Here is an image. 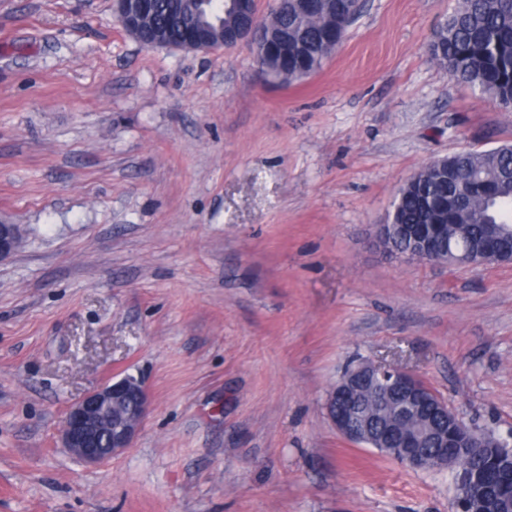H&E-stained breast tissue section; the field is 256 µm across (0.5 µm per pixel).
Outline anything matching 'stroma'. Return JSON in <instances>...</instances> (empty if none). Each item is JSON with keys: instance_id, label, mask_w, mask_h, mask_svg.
<instances>
[{"instance_id": "obj_1", "label": "stroma", "mask_w": 512, "mask_h": 512, "mask_svg": "<svg viewBox=\"0 0 512 512\" xmlns=\"http://www.w3.org/2000/svg\"><path fill=\"white\" fill-rule=\"evenodd\" d=\"M285 85L254 46L146 47L113 0H0V512H453V470L345 440L326 392L388 359L512 432V264L375 242L429 162L512 143V112L438 69L457 0H363ZM150 405L131 448H62L112 376ZM20 227L17 224H0V262L11 258L20 243Z\"/></svg>"}]
</instances>
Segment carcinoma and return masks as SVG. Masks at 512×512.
I'll use <instances>...</instances> for the list:
<instances>
[{
    "label": "carcinoma",
    "instance_id": "carcinoma-1",
    "mask_svg": "<svg viewBox=\"0 0 512 512\" xmlns=\"http://www.w3.org/2000/svg\"><path fill=\"white\" fill-rule=\"evenodd\" d=\"M308 12L298 0L277 4L258 18L263 34L288 31V44L275 52L257 50L256 68L281 84L300 82L319 71L341 45L350 22L361 11V0H321ZM238 19L225 0H152L146 19L151 31L179 39L186 28L196 27L211 48L224 46V31ZM434 64L451 79L512 112V0H458L457 8L435 30L430 48ZM394 220L416 224L433 234L453 263L458 255L446 250L453 242L458 251H485L489 227L499 225L498 251L512 250V144L448 157V167L435 161L424 166L398 191ZM389 252L414 251L412 238L393 226L385 240ZM354 421L370 420L374 435L398 418V405L376 379L355 393L347 407ZM400 419V418H398ZM400 434L417 436L418 445L433 453L440 448L455 458L472 489L484 496L486 512H505L512 504V456L502 440L476 439L467 450L466 424L434 422L417 412L400 419Z\"/></svg>",
    "mask_w": 512,
    "mask_h": 512
}]
</instances>
